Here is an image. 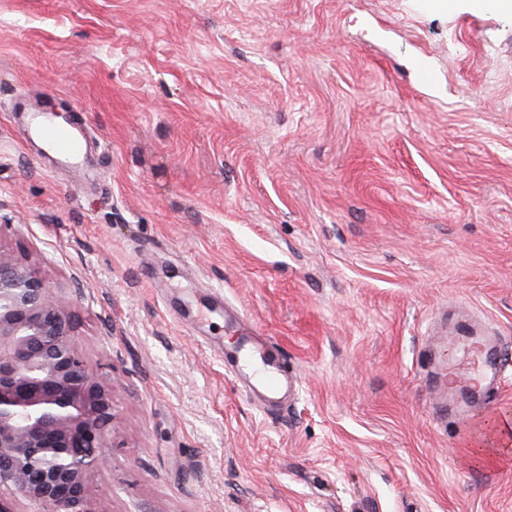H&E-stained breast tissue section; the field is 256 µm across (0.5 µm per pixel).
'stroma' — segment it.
<instances>
[{
  "instance_id": "1",
  "label": "stroma",
  "mask_w": 512,
  "mask_h": 512,
  "mask_svg": "<svg viewBox=\"0 0 512 512\" xmlns=\"http://www.w3.org/2000/svg\"><path fill=\"white\" fill-rule=\"evenodd\" d=\"M18 94L81 106L92 164ZM0 249L112 393L92 512H512V451L442 427L419 358L441 313L496 331L473 419L512 423L511 13L0 0ZM228 307L298 374L283 416L225 373ZM25 134L28 138L39 139L51 154L70 164L80 162L89 149L81 123L61 124L51 111L36 112Z\"/></svg>"
}]
</instances>
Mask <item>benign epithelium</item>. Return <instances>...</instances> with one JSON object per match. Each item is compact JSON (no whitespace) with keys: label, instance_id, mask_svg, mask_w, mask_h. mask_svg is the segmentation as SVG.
Listing matches in <instances>:
<instances>
[{"label":"benign epithelium","instance_id":"1","mask_svg":"<svg viewBox=\"0 0 512 512\" xmlns=\"http://www.w3.org/2000/svg\"><path fill=\"white\" fill-rule=\"evenodd\" d=\"M75 331L40 269L0 250V499L30 512H92L114 409Z\"/></svg>","mask_w":512,"mask_h":512}]
</instances>
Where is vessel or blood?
I'll list each match as a JSON object with an SVG mask.
<instances>
[{
	"mask_svg": "<svg viewBox=\"0 0 512 512\" xmlns=\"http://www.w3.org/2000/svg\"><path fill=\"white\" fill-rule=\"evenodd\" d=\"M25 134L39 139L51 154L70 164L80 162L89 149L80 123H59L49 111L36 112ZM459 328L465 335L477 337L476 342L467 347L473 364L467 397H459L448 387L441 353L429 351L422 356L425 383L437 397L433 411L442 423L451 418L468 419L470 403L495 401L501 390L503 356L498 337L489 330L477 328L467 319L460 322ZM224 367L239 385L269 406L299 389V378L289 368L281 351L256 334L240 336L236 345L225 350Z\"/></svg>",
	"mask_w": 512,
	"mask_h": 512,
	"instance_id": "obj_1",
	"label": "vessel or blood"
}]
</instances>
